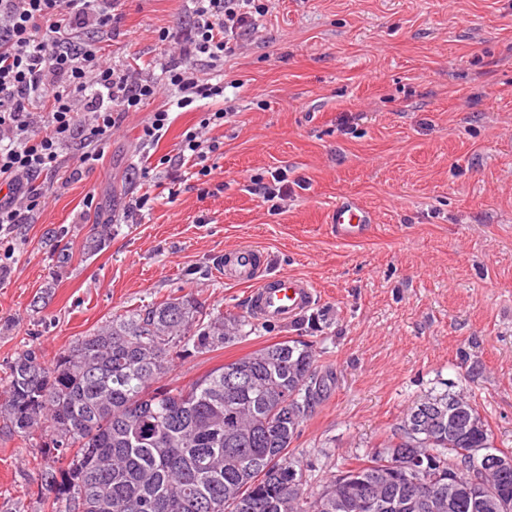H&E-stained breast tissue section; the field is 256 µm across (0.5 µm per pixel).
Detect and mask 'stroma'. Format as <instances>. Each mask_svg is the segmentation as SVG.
Listing matches in <instances>:
<instances>
[{"label": "stroma", "mask_w": 512, "mask_h": 512, "mask_svg": "<svg viewBox=\"0 0 512 512\" xmlns=\"http://www.w3.org/2000/svg\"><path fill=\"white\" fill-rule=\"evenodd\" d=\"M119 12L124 35L105 51L149 74L159 31L191 20L185 0H122ZM245 41L224 60L232 115L211 131L218 196L171 178L199 110H174L148 147L143 113L130 115L78 180L63 149L0 274V377L26 345L52 359L172 295L249 315L247 288L222 269L249 243L269 253L267 275L311 281L315 305L288 323L253 320L170 377L183 385L268 344L311 343L321 392L290 447L306 488L381 446L428 393H470L495 447L512 452V0H272ZM277 170L288 198L274 215L248 185ZM345 199L372 214L363 239L331 231ZM40 454L0 433V512H47Z\"/></svg>", "instance_id": "35a3bbf8"}]
</instances>
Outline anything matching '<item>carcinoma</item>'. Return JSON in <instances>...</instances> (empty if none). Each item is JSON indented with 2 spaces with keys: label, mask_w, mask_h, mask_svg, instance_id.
I'll use <instances>...</instances> for the list:
<instances>
[{
  "label": "carcinoma",
  "mask_w": 512,
  "mask_h": 512,
  "mask_svg": "<svg viewBox=\"0 0 512 512\" xmlns=\"http://www.w3.org/2000/svg\"><path fill=\"white\" fill-rule=\"evenodd\" d=\"M249 325L186 294L115 316L50 362L36 346L19 353L0 379V427L25 442L43 432L49 512H512V472H487L448 507V469L491 447L461 391L420 397L346 479L306 491L289 448L318 396L312 345L277 342L186 385L166 382L177 362ZM400 457L429 465L432 497L414 493Z\"/></svg>",
  "instance_id": "obj_1"
}]
</instances>
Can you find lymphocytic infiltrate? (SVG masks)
Returning a JSON list of instances; mask_svg holds the SVG:
<instances>
[{"label": "lymphocytic infiltrate", "instance_id": "1", "mask_svg": "<svg viewBox=\"0 0 512 512\" xmlns=\"http://www.w3.org/2000/svg\"><path fill=\"white\" fill-rule=\"evenodd\" d=\"M190 2V26L160 36L156 78L101 50L102 39L120 33L119 0H0V271L14 257L15 225L45 198L39 177L59 169L63 146H73L79 176L99 161L100 143L162 89L174 92L180 109L223 94V86L195 77V59L223 67L269 8L265 0ZM227 115L207 113L182 134L179 154L194 159L196 180L212 173L207 160L220 145L208 132Z\"/></svg>", "mask_w": 512, "mask_h": 512}]
</instances>
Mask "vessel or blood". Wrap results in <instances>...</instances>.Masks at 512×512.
<instances>
[{
    "instance_id": "vessel-or-blood-1",
    "label": "vessel or blood",
    "mask_w": 512,
    "mask_h": 512,
    "mask_svg": "<svg viewBox=\"0 0 512 512\" xmlns=\"http://www.w3.org/2000/svg\"><path fill=\"white\" fill-rule=\"evenodd\" d=\"M372 222L370 213L353 201L337 204L332 211V231L337 240L353 241L364 236ZM269 254L252 244L233 248L224 258V278L249 286L251 310L264 321L287 323L314 305L315 286L296 275L266 277Z\"/></svg>"
}]
</instances>
